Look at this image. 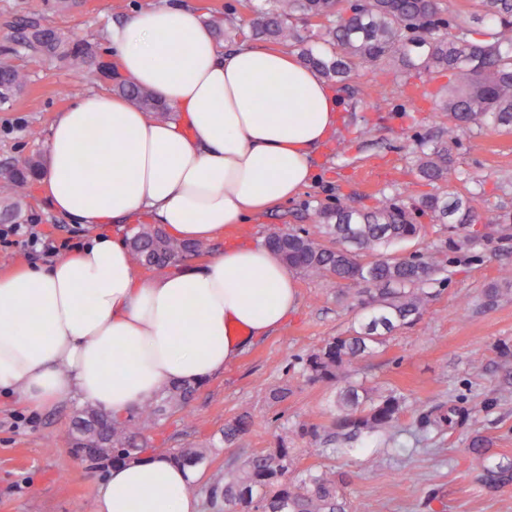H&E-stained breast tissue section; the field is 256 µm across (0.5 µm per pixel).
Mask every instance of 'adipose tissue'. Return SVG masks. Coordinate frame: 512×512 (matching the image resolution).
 <instances>
[{
    "instance_id": "1",
    "label": "adipose tissue",
    "mask_w": 512,
    "mask_h": 512,
    "mask_svg": "<svg viewBox=\"0 0 512 512\" xmlns=\"http://www.w3.org/2000/svg\"><path fill=\"white\" fill-rule=\"evenodd\" d=\"M105 52L172 117L154 120L124 96L90 91L51 123L48 201L96 232L52 262L0 275V391L37 412L77 399L128 415L172 384L212 378L283 324L298 290L267 248L229 246L204 267L144 279L105 226L146 215L195 242L249 223L311 183L314 155L339 118L326 77L282 51L224 48L183 0L111 24ZM90 135L107 148L104 169L80 161ZM189 303L200 317L187 342ZM193 480L171 455L150 452L112 464L89 512H197Z\"/></svg>"
}]
</instances>
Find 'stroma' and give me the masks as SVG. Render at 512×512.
Returning <instances> with one entry per match:
<instances>
[{"mask_svg": "<svg viewBox=\"0 0 512 512\" xmlns=\"http://www.w3.org/2000/svg\"><path fill=\"white\" fill-rule=\"evenodd\" d=\"M161 2L78 0L60 12L54 0H0V52L11 49L12 61L25 75L21 91L0 105V200L11 194L4 170L14 160L45 153L56 112L77 95L104 87L91 70L76 73L53 56L29 53L17 41L18 23L38 18L45 27L100 51L109 25ZM447 86L444 73H401L386 66L359 69L335 85L342 111L336 131L314 159L309 186L250 223L228 226L222 237L205 242L203 254L189 259V266H203L233 244H262L277 229L311 228L316 212L340 199L370 207L384 196L409 204L433 193V186L413 172L411 148L418 140L447 141L448 116L440 109ZM452 156L451 191L473 199L482 216L512 217V135L472 127L460 133ZM24 195L19 223L38 225L58 243H81L90 236L89 228L52 212L39 182H31ZM420 222L419 238L401 251L440 248L448 279L431 285L417 322L395 330L349 375L405 397L407 409L393 438L373 453L328 460L307 455L309 438L303 430L328 425L336 389L307 381L293 363L328 337L357 328L361 314L350 306L357 282L296 274L299 303L287 320L253 340L222 374L198 386L190 413L172 414L149 432L157 450L206 449L192 490L198 512H209L203 505L206 493L227 462L283 442L293 448L298 469L319 467L343 480L360 512H512V482L489 487L470 454L486 448L512 463V291H503L491 306L483 304V293L500 268L512 267V230L459 250L449 243L444 225L426 216ZM281 388L288 389V397L274 401L273 393ZM438 404L454 411L453 424L442 431L423 430L415 407ZM77 406L74 400L51 406L17 427L12 416L23 412V405L0 398V512H87L93 484L104 471L75 463L68 430ZM245 413L253 417L251 429L225 444V424Z\"/></svg>", "mask_w": 512, "mask_h": 512, "instance_id": "stroma-1", "label": "stroma"}]
</instances>
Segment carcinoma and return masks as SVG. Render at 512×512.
Returning a JSON list of instances; mask_svg holds the SVG:
<instances>
[{
    "label": "carcinoma",
    "instance_id": "cac0c4a2",
    "mask_svg": "<svg viewBox=\"0 0 512 512\" xmlns=\"http://www.w3.org/2000/svg\"><path fill=\"white\" fill-rule=\"evenodd\" d=\"M472 19L484 27L482 38L472 37L466 19L449 11L446 0H245L247 22L236 28L242 41L263 39L284 48L300 47V61L342 83L361 66L397 65L409 70L446 71L453 85L443 101L448 113V141L471 126L492 127L512 134V0H473ZM301 16L314 23L309 38L301 37L291 19ZM26 49L49 53L75 71L94 65L92 46L77 43L39 20L24 23ZM23 85V75L9 59L0 60V103L9 102ZM113 90L129 97L148 115L169 112L150 92L123 81ZM415 172L431 185L447 186L452 173L448 146L430 147L415 142ZM43 167L41 156L19 159L8 180L24 187ZM429 216L460 237L457 247L504 232L506 220L488 222L485 232L474 230L478 218L471 200L451 194L423 197L409 207L393 197H383L368 208L337 200L316 212L314 229L288 228L269 233L264 246L306 276L356 280L364 284L351 305L365 311L358 330L348 336L328 338L318 351L300 359V372L309 381L336 385L354 364L387 341V335L417 320L425 310L429 291L425 285L445 280L438 253L400 255L395 248L418 237L416 218ZM133 261L148 270L174 267L203 253L196 242L180 240L162 228L138 225L128 238ZM512 286V270L500 269L499 280L487 290L493 303L500 290ZM196 392L190 384L167 388L165 395L144 404L124 418L92 405L76 411L68 439L77 454L101 445L112 449V461L135 459L146 452L145 432L169 415L186 410ZM406 409L402 396L383 393L363 383H347L336 395V413L329 426H312L307 453L330 458L337 448H322V433L330 438L364 444L390 434ZM425 424L448 426L444 406L433 407ZM253 417L244 414L224 426V442L245 434ZM180 465L195 468L206 458L204 448H185L172 454ZM487 483L512 481V466L475 453ZM208 507L221 512H352L343 484L330 473L297 469L293 449L280 445L267 452L234 461L210 487Z\"/></svg>",
    "mask_w": 512,
    "mask_h": 512
}]
</instances>
